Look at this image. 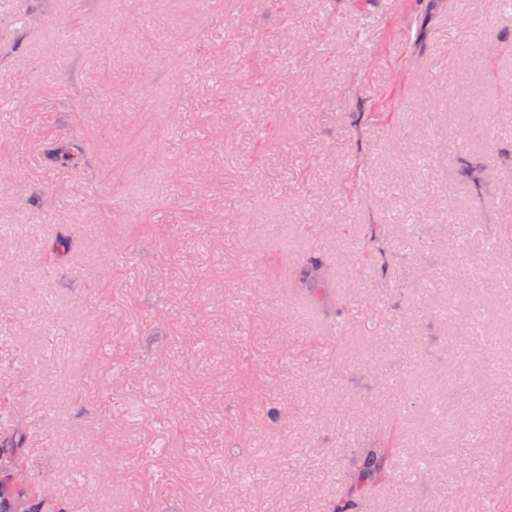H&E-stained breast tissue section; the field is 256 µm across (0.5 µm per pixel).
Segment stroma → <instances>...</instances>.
Wrapping results in <instances>:
<instances>
[{
    "mask_svg": "<svg viewBox=\"0 0 512 512\" xmlns=\"http://www.w3.org/2000/svg\"><path fill=\"white\" fill-rule=\"evenodd\" d=\"M435 2L0 0V437L68 512H330L371 444L357 512H512V18ZM83 154V145L74 139L59 138L52 142L49 159L58 167L74 166ZM332 276V269L320 255L303 256L290 283L291 288L305 294L310 300L323 302ZM391 461L389 448H365L346 472L343 493L331 512H354L355 504L363 503L378 482L391 477Z\"/></svg>",
    "mask_w": 512,
    "mask_h": 512,
    "instance_id": "stroma-1",
    "label": "stroma"
}]
</instances>
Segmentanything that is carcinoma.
I'll return each mask as SVG.
<instances>
[{
    "instance_id": "1",
    "label": "carcinoma",
    "mask_w": 512,
    "mask_h": 512,
    "mask_svg": "<svg viewBox=\"0 0 512 512\" xmlns=\"http://www.w3.org/2000/svg\"><path fill=\"white\" fill-rule=\"evenodd\" d=\"M83 154V145L74 139L59 138L52 142L49 159L58 167L75 165ZM74 241L73 231L60 229L54 239L46 243L53 255L69 251ZM332 276V269L320 255L303 256L291 279V287L309 299H325ZM392 453L384 447L364 449L352 462L345 475L342 495L332 504L331 512H353L355 504L362 503L374 486L391 477ZM26 470L24 453L19 439L0 440V512H43L45 505L56 501L55 488L49 484L32 489L15 479Z\"/></svg>"
}]
</instances>
